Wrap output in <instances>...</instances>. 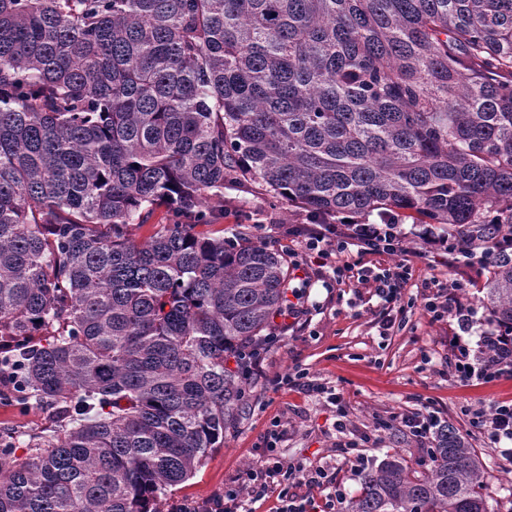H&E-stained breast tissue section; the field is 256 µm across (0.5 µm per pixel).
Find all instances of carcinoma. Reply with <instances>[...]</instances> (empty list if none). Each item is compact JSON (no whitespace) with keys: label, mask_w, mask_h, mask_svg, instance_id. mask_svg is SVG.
<instances>
[{"label":"carcinoma","mask_w":512,"mask_h":512,"mask_svg":"<svg viewBox=\"0 0 512 512\" xmlns=\"http://www.w3.org/2000/svg\"><path fill=\"white\" fill-rule=\"evenodd\" d=\"M253 185L512 234V0H0V402L47 422L0 426V512H161L224 446L290 267L197 227ZM485 288L512 323L511 254ZM486 481L448 427L345 512H487ZM3 422L11 424L19 433L36 432L46 424L42 410L31 404L23 408L0 405V426Z\"/></svg>","instance_id":"cac0c4a2"}]
</instances>
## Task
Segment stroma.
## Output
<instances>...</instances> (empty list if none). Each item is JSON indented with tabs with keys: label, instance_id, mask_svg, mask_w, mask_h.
<instances>
[{
	"label": "stroma",
	"instance_id": "obj_1",
	"mask_svg": "<svg viewBox=\"0 0 512 512\" xmlns=\"http://www.w3.org/2000/svg\"><path fill=\"white\" fill-rule=\"evenodd\" d=\"M308 221L303 209L271 198L260 188H225L224 216L207 226V233L219 237L239 231L270 248L290 250V262L305 269L294 280L303 293L304 313L297 324L278 332L261 367L251 371L248 403L236 429L226 433L223 448L204 460L193 478L168 492V500L204 501L225 479L245 476L276 422L283 429L282 462L330 457L337 481L348 496H355L361 477L334 454V444L372 434L379 420L416 412L428 402L442 423L463 434L482 458L489 512H512V468L484 447L469 424L471 409L512 400V378L467 386L455 382L448 372V338L458 333L457 322H433L423 312L421 282L435 277L464 283L465 297L479 313L488 314L483 279L474 278L468 266L450 255L429 253L415 259L414 276L405 288L407 304L393 310L395 327L383 337L376 325L382 305L372 289L353 278L336 283L331 273L312 262L302 243L291 241L289 228ZM295 369L305 370L311 383L341 392L347 416L338 417L326 395L275 387L277 377Z\"/></svg>",
	"mask_w": 512,
	"mask_h": 512
}]
</instances>
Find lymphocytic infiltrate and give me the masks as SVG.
Here are the masks:
<instances>
[{"label": "lymphocytic infiltrate", "mask_w": 512, "mask_h": 512, "mask_svg": "<svg viewBox=\"0 0 512 512\" xmlns=\"http://www.w3.org/2000/svg\"><path fill=\"white\" fill-rule=\"evenodd\" d=\"M290 233L301 239L319 267L331 271L334 280L357 279L373 288L387 307L401 301L413 277L412 260L418 255L415 241H422L432 252L473 255L472 267L479 274L494 254L512 249V235L504 236L492 247L470 249L457 243L450 234L436 232L432 225L418 224L406 233L385 219L377 224L352 219L334 224H304L291 228ZM351 250L356 257L349 262L345 255ZM375 256L390 257L392 263L375 268L371 264ZM425 285L433 290L425 304L431 320L439 322L453 317L458 322L459 332L450 339L454 360L449 368L455 381L469 385L511 378L512 324L495 319L477 321L476 309L461 295L460 281L433 278L426 280ZM470 424L485 447L497 450L501 460L512 465V401L472 411ZM395 427L423 444L438 432L441 419L428 404L410 415H391L379 421L372 443H379L380 433ZM281 438V429L269 430L266 444L246 480L230 479L222 491L205 501H175L169 512H254L255 503L272 495L279 502L277 512H340L347 498L345 487L320 462L305 459L283 464L276 456Z\"/></svg>", "instance_id": "obj_1"}]
</instances>
